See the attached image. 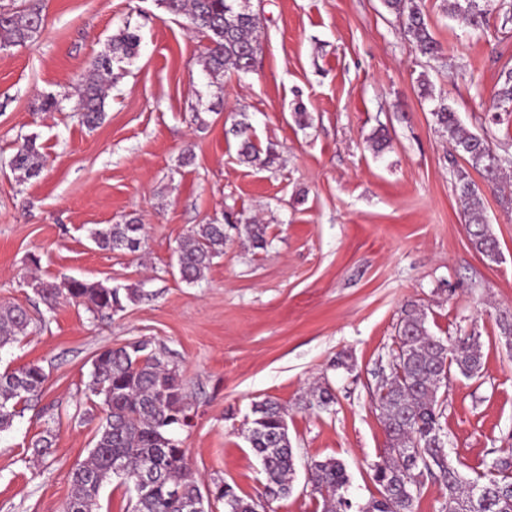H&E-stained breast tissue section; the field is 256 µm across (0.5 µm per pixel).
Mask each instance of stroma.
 I'll list each match as a JSON object with an SVG mask.
<instances>
[{"instance_id":"obj_1","label":"stroma","mask_w":512,"mask_h":512,"mask_svg":"<svg viewBox=\"0 0 512 512\" xmlns=\"http://www.w3.org/2000/svg\"><path fill=\"white\" fill-rule=\"evenodd\" d=\"M416 2L442 47L433 59L415 53L381 0H251L262 51L251 72L226 73L216 88L203 72L205 37L160 0H39L41 33L0 50V306L31 317L0 349V372L36 362L48 381L0 433V512H64L69 472L102 417L91 363L142 339L182 379L193 421L177 436L200 487L260 496L265 476L247 435L254 403L271 398L288 410L296 473L291 494L266 500V512H321L307 466L329 458L346 467L348 498L366 503L379 494L370 466L387 446L371 394L412 304L434 335H481V374L453 376L437 393L451 457L472 476L512 449V354L496 325L512 311V212L486 192L502 254L487 263L454 191L465 163L418 89L427 83L468 131L512 153V114L490 120L512 69V21L496 10L473 28L443 0ZM127 25L139 30V53L113 84L104 121L88 128L72 87ZM50 96L58 108H44ZM298 101L307 123L293 117ZM243 115L257 146L275 150L272 166L240 161L231 127ZM383 125L393 145L377 155L369 139ZM26 138L46 162L22 182L10 160ZM228 212L263 224L266 248L227 231L204 277L182 281L178 241ZM131 218L145 227L139 252L91 243V227ZM34 276L128 298L109 314L66 301L50 309ZM317 385L335 393L331 410L305 408ZM44 434L53 445L34 457L30 443Z\"/></svg>"}]
</instances>
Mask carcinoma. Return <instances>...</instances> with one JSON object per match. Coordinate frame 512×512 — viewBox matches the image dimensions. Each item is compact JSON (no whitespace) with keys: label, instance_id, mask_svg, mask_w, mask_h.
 <instances>
[{"label":"carcinoma","instance_id":"carcinoma-1","mask_svg":"<svg viewBox=\"0 0 512 512\" xmlns=\"http://www.w3.org/2000/svg\"><path fill=\"white\" fill-rule=\"evenodd\" d=\"M452 16L461 14L473 27H480L496 9L497 0H444ZM167 11L181 15L189 28L206 37L202 58L209 85L222 87L224 73H247L253 66L261 42L256 14L241 7L240 0H163ZM384 7L404 18V34L415 52L434 58L440 46L433 37L415 0H382ZM44 25L39 5L22 10L0 9V48L23 45L35 38ZM140 37L126 26L112 36L111 53L96 58L87 75L77 83L76 110L83 122L96 126L105 117L108 91L116 80L113 65L132 59ZM422 96L433 102L432 120L448 135L451 149L493 187L512 168V155L499 153L485 135L465 131L457 112L443 98H435L428 84H421ZM495 109L508 111L512 105V70L494 95ZM239 155L247 163L266 167L272 154L252 140L246 119L235 124ZM11 167L22 182L39 176L43 157L35 142L24 140L11 159ZM455 192L467 214L466 232L470 244L491 263L500 260L501 251L485 215L484 194L465 173L455 182ZM252 246H266L261 224L239 226ZM144 225L135 219L123 224H107L90 230V239L102 250L136 253L142 244ZM224 225L200 224L177 244L181 279L200 281L213 259L224 254ZM35 293L48 306L65 300L92 313L122 309L120 288L67 278L60 282L38 281ZM30 318L20 306H0V349L24 334ZM481 335L472 329L446 338L433 335L426 312L415 306L404 310L396 348L388 365L396 366L382 377L372 401L381 410L388 440V453L371 466L380 496L354 506L346 497L349 475L336 459L313 461L307 468L311 494L321 500L322 512H414V501L429 479L445 491L443 512H512V455L497 456L474 478L466 477L461 462L445 448L442 412L436 392L457 372L467 378L479 376L483 367ZM91 393L100 399L103 417L89 457L70 474L73 494L65 512H98L100 491L115 476L135 482V474L150 464L158 482L144 495H136L135 512H187L185 503L203 497L199 483L188 466L183 442L174 436L178 428L189 426V404L177 370L151 348L147 340L99 352L92 362ZM47 374L37 363H30L0 374V432L9 430L15 418L43 392ZM336 403L329 388L313 391L309 407L327 410ZM248 442L260 460L266 476L264 496L277 498L291 491L294 454L284 425L288 410L266 399L254 405ZM124 467L116 475L114 464ZM224 505V512H255L258 502L244 498L226 483L215 484L212 503Z\"/></svg>","mask_w":512,"mask_h":512}]
</instances>
